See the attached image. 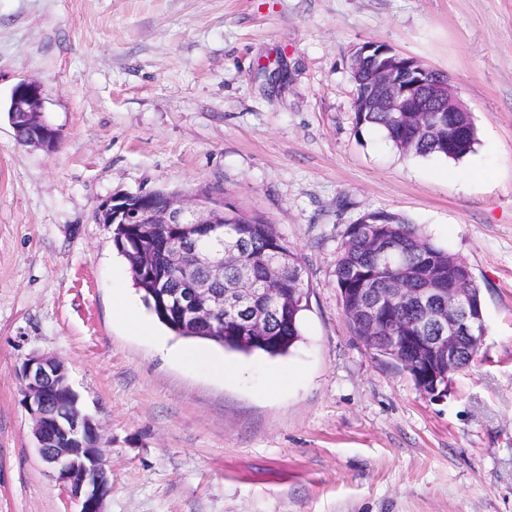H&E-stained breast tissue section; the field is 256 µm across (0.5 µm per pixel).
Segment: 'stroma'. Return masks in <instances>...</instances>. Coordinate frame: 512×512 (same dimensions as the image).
<instances>
[{"label": "stroma", "instance_id": "stroma-1", "mask_svg": "<svg viewBox=\"0 0 512 512\" xmlns=\"http://www.w3.org/2000/svg\"><path fill=\"white\" fill-rule=\"evenodd\" d=\"M369 41L448 76L472 153L408 155L358 125L350 63ZM23 79L45 89L54 151L17 140ZM154 191L236 208L297 254L308 307L287 355L183 339L145 308L98 215ZM368 211L476 278L487 332L443 396L343 312L342 235ZM194 348L235 374L178 358ZM34 354L65 362L101 427L104 512H512V0H0V512H76L23 404Z\"/></svg>", "mask_w": 512, "mask_h": 512}]
</instances>
